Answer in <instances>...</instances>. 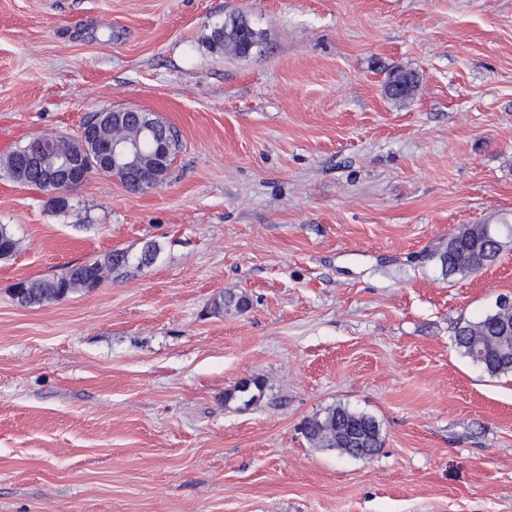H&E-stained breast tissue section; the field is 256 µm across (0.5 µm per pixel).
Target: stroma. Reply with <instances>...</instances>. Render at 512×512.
Masks as SVG:
<instances>
[{
	"mask_svg": "<svg viewBox=\"0 0 512 512\" xmlns=\"http://www.w3.org/2000/svg\"><path fill=\"white\" fill-rule=\"evenodd\" d=\"M240 14L261 52H213ZM121 108L177 131L162 187L93 174L58 210L0 171V512H512V374L455 346L512 296V0H0L12 145ZM462 224L494 264L448 272ZM113 250L97 287L12 296ZM338 404L376 454L311 447ZM417 83L418 80L415 74L399 71L389 75L385 88L390 98L401 100L413 94Z\"/></svg>",
	"mask_w": 512,
	"mask_h": 512,
	"instance_id": "1",
	"label": "stroma"
}]
</instances>
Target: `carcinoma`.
Wrapping results in <instances>:
<instances>
[{
  "label": "carcinoma",
  "mask_w": 512,
  "mask_h": 512,
  "mask_svg": "<svg viewBox=\"0 0 512 512\" xmlns=\"http://www.w3.org/2000/svg\"><path fill=\"white\" fill-rule=\"evenodd\" d=\"M210 47L217 52H228L238 57H248L262 43L261 33L244 16L234 18L222 25H216L209 38ZM417 77L411 72L392 73L386 80L385 88L390 98L404 99L413 94ZM154 126L158 140L169 154V160L160 171V184H165L172 159L179 150L180 142L176 131L159 120L154 113H146ZM123 136L139 142L142 153L149 158L153 153V140L141 133L135 123L120 126ZM21 146L0 161V168L14 182L40 190L42 185L36 174H24L17 162ZM477 228L469 238H464L467 225L457 228L448 242V250L441 255L442 263L456 273H469L494 263L503 248L495 236L488 237L483 229ZM17 248V241L5 224H0V258L11 256ZM129 257L122 251H111L93 262L71 266L50 277L22 281L13 288V296L22 306H39L59 301L69 294L99 285L103 278L125 268ZM248 307L242 296L230 294L214 301V311L222 313L233 308L238 312ZM455 345L459 351L481 370L494 377L512 373V306L499 307L476 320L467 321L456 330ZM307 440L317 448L335 450L342 455L360 459L371 456L382 446L379 425L376 420L343 405L330 407L322 414H316L303 424Z\"/></svg>",
  "instance_id": "1"
}]
</instances>
